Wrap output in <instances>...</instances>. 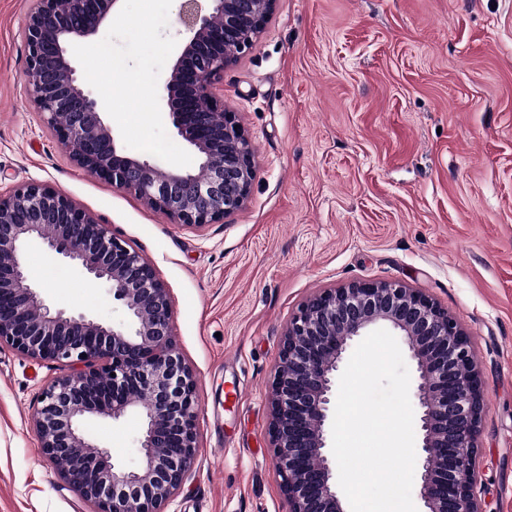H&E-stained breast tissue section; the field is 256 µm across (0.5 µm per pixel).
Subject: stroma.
<instances>
[{
    "label": "stroma",
    "instance_id": "obj_1",
    "mask_svg": "<svg viewBox=\"0 0 512 512\" xmlns=\"http://www.w3.org/2000/svg\"><path fill=\"white\" fill-rule=\"evenodd\" d=\"M0 0V191L51 185L140 252L169 290L175 340L202 410L198 449L165 512H289L270 446L269 392L290 316L313 291L394 280L447 308L486 381L477 495L512 512V0H276L213 92L255 155L247 204L176 225L75 166L29 101L24 21ZM179 0H118L77 68L99 96L120 59L129 91L105 112L117 143L182 169L160 89ZM46 303L121 324L79 271L56 281L30 248ZM0 345V512H93L44 459L37 394L69 374ZM135 412L92 423L115 464L138 461Z\"/></svg>",
    "mask_w": 512,
    "mask_h": 512
}]
</instances>
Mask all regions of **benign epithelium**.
Returning a JSON list of instances; mask_svg holds the SVG:
<instances>
[{
    "label": "benign epithelium",
    "instance_id": "obj_1",
    "mask_svg": "<svg viewBox=\"0 0 512 512\" xmlns=\"http://www.w3.org/2000/svg\"><path fill=\"white\" fill-rule=\"evenodd\" d=\"M118 0H33L25 20L29 97L77 167L137 195L174 223L224 221L249 198L255 161L236 113L212 92L224 68L251 47L276 0H180L184 35L161 89L175 137L198 170L128 154L116 143L97 93L74 63ZM207 174L199 175L200 170ZM35 245L57 266L78 269L124 309L116 326L52 308L30 279ZM377 328L406 345L416 366L423 512H486L467 475L479 456L485 380L467 334L425 292L398 281L321 288L288 322L271 385L269 437L289 512H345L330 446L336 378L351 344ZM33 359L63 361L73 373L43 385L34 426L43 457L94 512H164L197 451L200 402L174 340L168 288L155 269L107 225L54 187L28 182L0 193V345ZM144 418L139 463L110 462L91 432L94 417Z\"/></svg>",
    "mask_w": 512,
    "mask_h": 512
}]
</instances>
